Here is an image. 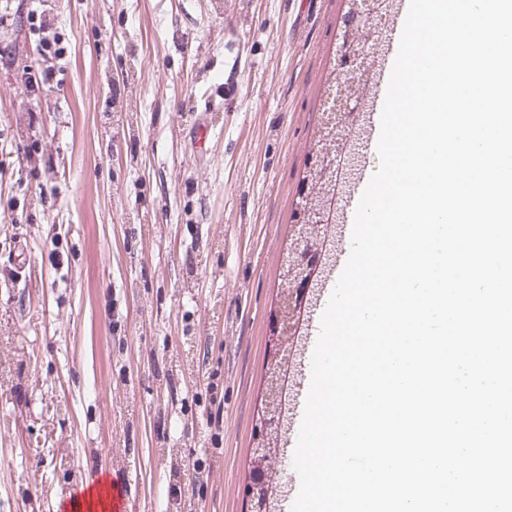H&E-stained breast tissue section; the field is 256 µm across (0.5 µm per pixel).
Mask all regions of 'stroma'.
Masks as SVG:
<instances>
[{
  "label": "stroma",
  "mask_w": 512,
  "mask_h": 512,
  "mask_svg": "<svg viewBox=\"0 0 512 512\" xmlns=\"http://www.w3.org/2000/svg\"><path fill=\"white\" fill-rule=\"evenodd\" d=\"M346 9L0 0V512H66L102 475L124 512H244L280 259ZM400 11L293 339L275 512L349 207L380 164L372 117Z\"/></svg>",
  "instance_id": "35a3bbf8"
}]
</instances>
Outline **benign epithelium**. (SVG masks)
I'll use <instances>...</instances> for the list:
<instances>
[{"instance_id":"obj_1","label":"benign epithelium","mask_w":512,"mask_h":512,"mask_svg":"<svg viewBox=\"0 0 512 512\" xmlns=\"http://www.w3.org/2000/svg\"><path fill=\"white\" fill-rule=\"evenodd\" d=\"M384 16L380 0H347V10L342 16V43L338 54V66L343 69L357 67L366 74L373 67V47L383 36ZM362 111L361 98L345 92L336 93L335 111L330 123L335 125L336 140H341L354 124L356 115ZM346 161L342 147L336 151L314 149L307 174L319 168L326 177H335ZM333 195L326 196L318 205H311L307 189H302L295 212L307 220L305 224L294 225V242L283 254L280 268L283 279L288 281L287 311L279 313L273 322L272 335L278 342V350L268 367V382L271 390L270 402L256 424L257 444L253 448V466L249 482L245 486L246 498L250 501L251 512H269V493L273 483V472L268 461L275 438L279 435L282 415L281 381L291 351L286 348L283 337L296 333L310 293L315 288L316 276L327 261L326 245L312 240L310 226L331 224L330 213Z\"/></svg>"}]
</instances>
